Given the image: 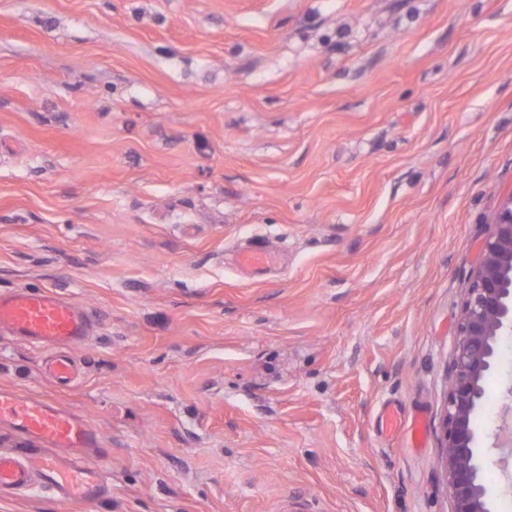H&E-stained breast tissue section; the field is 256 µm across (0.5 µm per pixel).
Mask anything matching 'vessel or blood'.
Segmentation results:
<instances>
[{
    "mask_svg": "<svg viewBox=\"0 0 512 512\" xmlns=\"http://www.w3.org/2000/svg\"><path fill=\"white\" fill-rule=\"evenodd\" d=\"M46 349L82 343L88 321L72 302L50 291L19 289L0 293V330ZM42 441L48 452L32 449L0 452V489L21 492L40 485L61 491L64 499L90 503L102 490V478L89 458L97 449L93 426L52 404L0 390V424Z\"/></svg>",
    "mask_w": 512,
    "mask_h": 512,
    "instance_id": "vessel-or-blood-1",
    "label": "vessel or blood"
}]
</instances>
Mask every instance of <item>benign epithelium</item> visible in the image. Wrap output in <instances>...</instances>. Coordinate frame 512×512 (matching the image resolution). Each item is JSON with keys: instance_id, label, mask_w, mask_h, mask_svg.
Returning <instances> with one entry per match:
<instances>
[{"instance_id": "1", "label": "benign epithelium", "mask_w": 512, "mask_h": 512, "mask_svg": "<svg viewBox=\"0 0 512 512\" xmlns=\"http://www.w3.org/2000/svg\"><path fill=\"white\" fill-rule=\"evenodd\" d=\"M507 332H512V195L494 214L482 244L448 368L442 438L452 512H491L473 419L494 367L498 339Z\"/></svg>"}]
</instances>
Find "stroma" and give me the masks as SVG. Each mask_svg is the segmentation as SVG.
Instances as JSON below:
<instances>
[{
  "mask_svg": "<svg viewBox=\"0 0 512 512\" xmlns=\"http://www.w3.org/2000/svg\"><path fill=\"white\" fill-rule=\"evenodd\" d=\"M511 195L512 0H0V292L90 320L67 385L0 331V389L92 424L106 482L0 512H452L448 364ZM485 387L503 512L512 333Z\"/></svg>",
  "mask_w": 512,
  "mask_h": 512,
  "instance_id": "35a3bbf8",
  "label": "stroma"
}]
</instances>
